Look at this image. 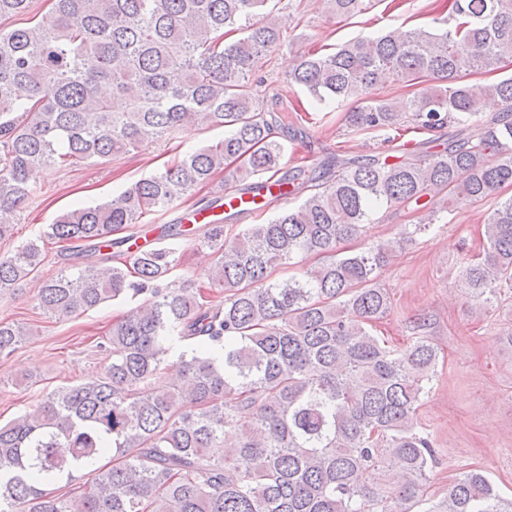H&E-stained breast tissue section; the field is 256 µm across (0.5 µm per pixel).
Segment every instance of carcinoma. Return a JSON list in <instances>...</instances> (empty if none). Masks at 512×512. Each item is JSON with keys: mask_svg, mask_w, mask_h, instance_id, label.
Listing matches in <instances>:
<instances>
[{"mask_svg": "<svg viewBox=\"0 0 512 512\" xmlns=\"http://www.w3.org/2000/svg\"><path fill=\"white\" fill-rule=\"evenodd\" d=\"M30 4L0 0L1 213L29 202L39 169L105 163L196 117L224 138L103 204L60 213L0 256V294L40 272L47 240L84 261L41 284L50 318L133 304L98 343L111 361L97 379L59 386L0 424V512H398L422 497L436 460L414 422L438 363L430 319H415L402 349L380 341L371 329L391 300L377 278L395 246L339 245L361 236L379 208L420 214L402 245L436 214L512 186V76L466 80L512 59V0H448L444 29L358 36L303 57L290 83L320 105L361 102L346 113L355 131L405 122L455 131L436 151L294 167L288 183L301 187V203L230 237L224 225L240 211L206 225L215 261L204 286L173 277L175 248L130 259L120 247L143 217L219 171L232 168L236 190L256 197L265 186L255 177L280 170L276 130L288 109L256 99L250 81L280 45L274 0H52L48 14L14 25ZM329 5L345 20L363 12V0ZM236 31L243 37L227 40ZM423 82L411 96H373L385 84ZM488 97L507 109L483 118ZM484 239L460 270L479 307L512 289V196L487 214ZM308 256L320 263L273 279ZM28 335L0 319V358ZM181 345V382L170 384L164 365ZM229 430L236 440L212 456ZM389 463L402 480L387 488L380 471ZM431 512H512V500L471 469Z\"/></svg>", "mask_w": 512, "mask_h": 512, "instance_id": "obj_1", "label": "carcinoma"}]
</instances>
